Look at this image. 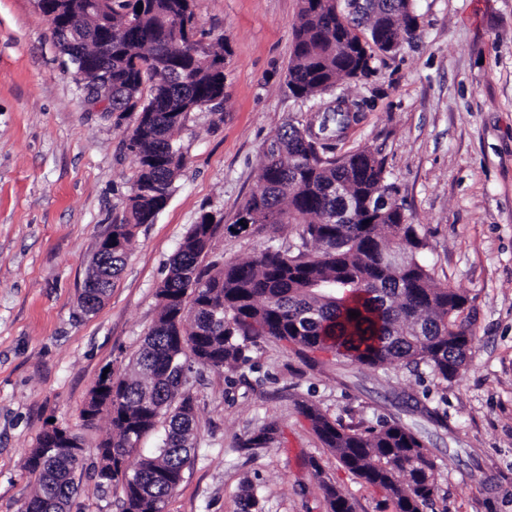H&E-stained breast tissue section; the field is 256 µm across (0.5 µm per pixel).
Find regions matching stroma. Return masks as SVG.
Masks as SVG:
<instances>
[{"label":"stroma","instance_id":"35a3bbf8","mask_svg":"<svg viewBox=\"0 0 512 512\" xmlns=\"http://www.w3.org/2000/svg\"><path fill=\"white\" fill-rule=\"evenodd\" d=\"M209 38L226 39L221 108L193 112L186 165L166 208L138 228L110 296L77 302L100 240L120 223L133 167L132 120L88 104L34 0H0V512H25L24 466L51 426L80 437L87 463L110 434L81 410L105 369L126 371L159 314L169 260L202 214L227 225L257 191L270 138L337 97L361 110L337 154L383 158L434 280L469 299L473 339L448 382L398 366L337 364L333 353L270 340L240 367L192 376L196 454L165 512H327L322 480L355 512H393L325 448L298 409L354 429L401 418L436 456L429 512H512V0H414L416 36L375 72L315 100L287 69L299 0H195ZM302 227L221 232L208 262L299 244ZM275 438L252 450L263 428ZM257 504H246L248 494ZM120 487L83 475L71 512H119Z\"/></svg>","mask_w":512,"mask_h":512}]
</instances>
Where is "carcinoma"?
<instances>
[{
	"instance_id": "cac0c4a2",
	"label": "carcinoma",
	"mask_w": 512,
	"mask_h": 512,
	"mask_svg": "<svg viewBox=\"0 0 512 512\" xmlns=\"http://www.w3.org/2000/svg\"><path fill=\"white\" fill-rule=\"evenodd\" d=\"M90 26L112 30V113H147L126 150L134 176L126 215L112 225L121 246L96 252L78 301L87 313L108 298L136 234L166 207L186 163L178 135L189 114L220 106L224 40L203 42L194 0H50ZM417 29L409 0H362L344 14L336 0H301L288 64V85L306 100L342 80L374 73L376 53L396 54ZM52 36L79 82L96 80L95 46L55 27ZM349 117L327 108L277 131L259 168V191L242 204L235 225L301 224L295 249L268 246L251 257L201 266L223 225L201 217L189 228L157 288L159 316L120 375L107 373L91 392L110 399L112 474L101 487H122L121 512H161L183 480L194 448L193 367L222 372L247 359L260 341L330 350L352 364L387 372L425 365L444 381L456 377L471 342L466 296L439 287L419 260L425 248L407 222L384 161L368 148L336 154ZM316 250L308 249V241ZM358 311L353 319L349 312ZM322 444L353 476L382 490L394 512H426L436 492L438 463L418 433L394 418L374 428H345L318 407L299 404ZM165 424L162 445L131 462L140 440ZM26 468L37 487L26 512H60L77 488V472L48 456ZM329 512H353L336 485L323 483Z\"/></svg>"
}]
</instances>
